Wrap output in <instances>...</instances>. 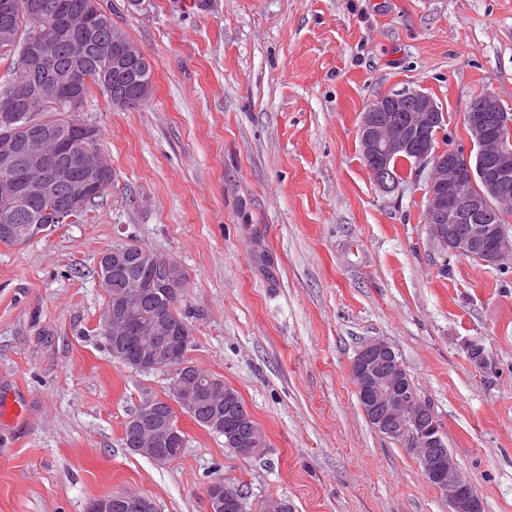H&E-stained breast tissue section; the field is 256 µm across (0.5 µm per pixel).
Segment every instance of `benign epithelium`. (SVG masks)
<instances>
[{
    "instance_id": "benign-epithelium-1",
    "label": "benign epithelium",
    "mask_w": 512,
    "mask_h": 512,
    "mask_svg": "<svg viewBox=\"0 0 512 512\" xmlns=\"http://www.w3.org/2000/svg\"><path fill=\"white\" fill-rule=\"evenodd\" d=\"M101 18L96 5L74 17L63 20L67 30L91 32ZM58 37L35 38L25 46L28 72L42 89L67 100L69 111L82 109L84 98L80 88L82 75L67 73L65 80L56 79L59 59ZM112 51L117 64L136 61L147 56L143 47L117 36L112 38ZM447 123L434 99L426 92L412 90L386 99L378 98L362 113L359 139L362 157L375 184L384 192L395 190L399 180L393 175L391 162L409 154L418 170H429L425 197V221L430 238L444 251L474 256L490 266H500L512 258V238L503 224H477L475 220L495 210L497 214L512 212V139L504 133L512 130V111L505 110L490 94L470 106L463 116L468 146L441 148L439 133ZM96 140L95 130L76 126L70 137L59 140L53 129L45 130L36 139L27 141L19 150V140L0 141V168L14 170L20 160L38 166L50 147L65 150L71 165L55 170L39 181L20 185H0V212L17 211L21 204L36 198L67 190L68 208L47 211L48 220L62 222L65 216L85 207L88 199L108 189L114 179L109 160L101 153L88 165L86 150ZM126 249L115 247L103 252L98 262L116 269L125 266ZM154 291L152 284L137 281L134 291L104 311L102 323L117 336L127 333L143 298ZM140 335L148 338L145 348L155 370L177 373L184 367L192 331L168 329L164 316L140 324ZM406 371L394 347L385 340L372 339L357 351L350 364V376L362 395L361 409L374 427L394 440H407L409 450L426 478L435 488L448 494L449 512H482L478 497L468 489V482L457 471L447 448L443 427L436 414L414 391L403 386ZM138 425L148 430L150 447L140 448L158 464H167L172 457L167 449L183 446L186 439L165 422L157 407L151 405L138 416ZM226 445L243 458L256 455L260 442L249 431L225 433ZM209 512H222L236 507L245 510V499L234 483L220 479L207 490Z\"/></svg>"
}]
</instances>
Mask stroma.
I'll return each instance as SVG.
<instances>
[{
	"label": "stroma",
	"instance_id": "1",
	"mask_svg": "<svg viewBox=\"0 0 512 512\" xmlns=\"http://www.w3.org/2000/svg\"><path fill=\"white\" fill-rule=\"evenodd\" d=\"M99 3L146 50L153 86L126 109L92 92L79 112L115 173L82 223L0 243V512H87L126 491L208 512L218 477L291 512H448L360 408L349 365L374 338L433 407L483 512H512V262L442 253L427 172L402 168L383 192L358 134L366 106L397 91L447 114L442 148L466 144L475 97L512 108V0ZM130 243L180 268L188 356L239 392L259 455L184 413L181 458L126 448V421L169 383L99 334L98 257Z\"/></svg>",
	"mask_w": 512,
	"mask_h": 512
}]
</instances>
